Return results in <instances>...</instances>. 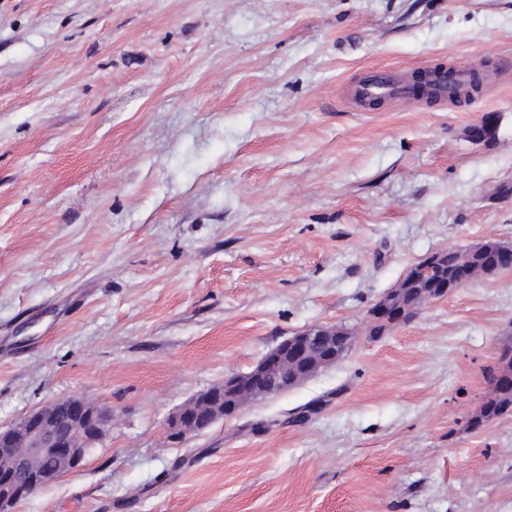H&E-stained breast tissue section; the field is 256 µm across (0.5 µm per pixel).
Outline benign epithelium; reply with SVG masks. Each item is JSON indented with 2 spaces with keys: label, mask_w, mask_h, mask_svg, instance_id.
Returning <instances> with one entry per match:
<instances>
[{
  "label": "benign epithelium",
  "mask_w": 512,
  "mask_h": 512,
  "mask_svg": "<svg viewBox=\"0 0 512 512\" xmlns=\"http://www.w3.org/2000/svg\"><path fill=\"white\" fill-rule=\"evenodd\" d=\"M469 138L490 142L497 137L498 122L486 121L481 128L467 130ZM453 279H441L438 287L415 289L413 281L400 283L371 308L373 322L385 327L407 321L425 299L454 292ZM351 333L340 327L312 326L281 341L249 372L232 374L224 382L190 399L169 421L173 434L191 437L201 428L192 412L205 414V425L239 414L251 400L280 395L336 361L351 345ZM112 428V411L73 395L58 399L0 429V512L12 509L34 491L53 483L61 474L83 461L86 451L100 442ZM52 456L58 470L49 473L37 461Z\"/></svg>",
  "instance_id": "1"
}]
</instances>
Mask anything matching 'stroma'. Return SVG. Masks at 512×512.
Instances as JSON below:
<instances>
[{
  "mask_svg": "<svg viewBox=\"0 0 512 512\" xmlns=\"http://www.w3.org/2000/svg\"><path fill=\"white\" fill-rule=\"evenodd\" d=\"M467 62L469 109L357 112ZM512 0H0V427L112 410L15 512H512V269L370 333L427 254L512 245ZM499 118L496 139L467 130ZM349 352L199 435L170 416L305 328ZM420 71L429 74L424 93L414 90L411 80L396 68L367 67L359 79L344 87L343 98L357 111L369 109L370 104L378 100L412 107L425 100L448 103L460 110L469 108L474 102L475 95L468 91L477 71L473 66L460 63L448 65L444 70L423 68Z\"/></svg>",
  "mask_w": 512,
  "mask_h": 512,
  "instance_id": "obj_1",
  "label": "stroma"
}]
</instances>
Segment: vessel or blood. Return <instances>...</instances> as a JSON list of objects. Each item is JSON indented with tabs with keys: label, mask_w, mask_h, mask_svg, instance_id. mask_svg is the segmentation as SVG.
Returning <instances> with one entry per match:
<instances>
[{
	"label": "vessel or blood",
	"mask_w": 512,
	"mask_h": 512,
	"mask_svg": "<svg viewBox=\"0 0 512 512\" xmlns=\"http://www.w3.org/2000/svg\"><path fill=\"white\" fill-rule=\"evenodd\" d=\"M474 73L473 66L461 63L444 70L431 69L426 90L420 93L400 70L368 67L359 79L344 87L343 98L358 111L369 109L371 103L378 100L412 107L424 101L447 103L462 110L469 108L475 100L469 92Z\"/></svg>",
	"instance_id": "vessel-or-blood-1"
}]
</instances>
